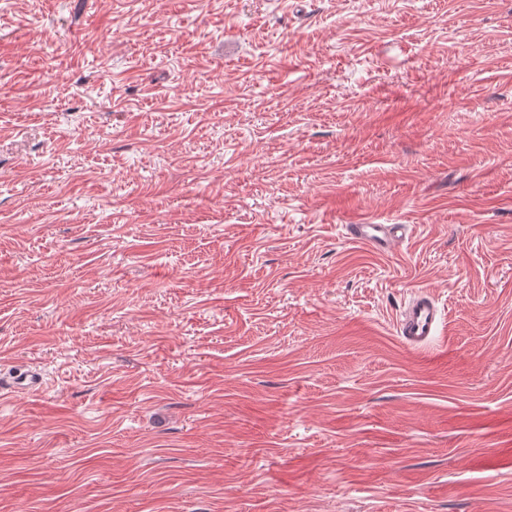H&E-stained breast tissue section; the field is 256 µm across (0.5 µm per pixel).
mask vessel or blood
I'll use <instances>...</instances> for the list:
<instances>
[{"instance_id": "1", "label": "vessel or blood", "mask_w": 512, "mask_h": 512, "mask_svg": "<svg viewBox=\"0 0 512 512\" xmlns=\"http://www.w3.org/2000/svg\"><path fill=\"white\" fill-rule=\"evenodd\" d=\"M345 230L349 238L385 256L392 253L406 237L402 224H349ZM394 326L403 344L419 353L442 333V313L435 298L426 289L411 292L395 317ZM13 391L25 394L40 393L45 387L42 375L36 371L21 372L10 383Z\"/></svg>"}]
</instances>
